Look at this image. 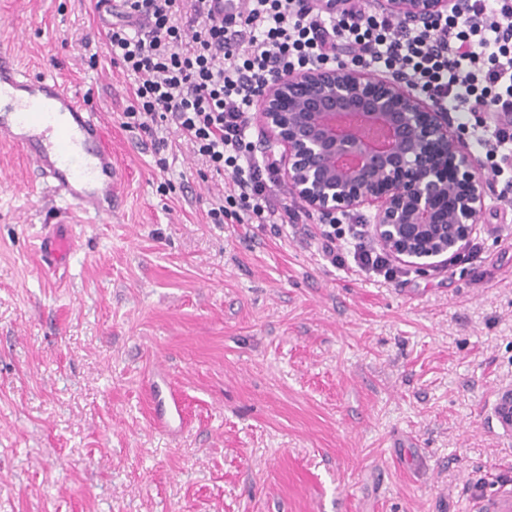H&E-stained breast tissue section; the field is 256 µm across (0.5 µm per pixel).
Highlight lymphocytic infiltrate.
<instances>
[{
    "mask_svg": "<svg viewBox=\"0 0 512 512\" xmlns=\"http://www.w3.org/2000/svg\"><path fill=\"white\" fill-rule=\"evenodd\" d=\"M236 14L218 18L206 0H97L108 21L113 62L132 77L125 125L167 147L177 135L207 172L229 188L210 202L211 223L294 224L299 216L277 203L278 160L256 157L251 110L275 73L344 49L358 60L404 75L439 108L472 119V134L504 191H512V0H467L465 19L448 15L432 26L406 27L366 15L349 0L345 15L318 0H237ZM366 228L318 233L321 255L335 267L393 277L390 254L367 244Z\"/></svg>",
    "mask_w": 512,
    "mask_h": 512,
    "instance_id": "1",
    "label": "lymphocytic infiltrate"
}]
</instances>
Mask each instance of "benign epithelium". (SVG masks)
<instances>
[{
	"instance_id": "obj_1",
	"label": "benign epithelium",
	"mask_w": 512,
	"mask_h": 512,
	"mask_svg": "<svg viewBox=\"0 0 512 512\" xmlns=\"http://www.w3.org/2000/svg\"><path fill=\"white\" fill-rule=\"evenodd\" d=\"M386 15L423 27L463 0H377ZM257 119L281 152L292 198L330 222L368 205L375 238L421 269L466 247L484 204L482 160L450 114L401 76L314 64L276 75Z\"/></svg>"
}]
</instances>
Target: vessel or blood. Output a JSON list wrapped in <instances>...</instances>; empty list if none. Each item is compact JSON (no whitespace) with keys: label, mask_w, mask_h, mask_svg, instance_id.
<instances>
[{"label":"vessel or blood","mask_w":512,"mask_h":512,"mask_svg":"<svg viewBox=\"0 0 512 512\" xmlns=\"http://www.w3.org/2000/svg\"><path fill=\"white\" fill-rule=\"evenodd\" d=\"M0 138L21 149L40 179L68 213H82L95 223L112 215L119 170L104 142L100 123L77 94L52 77L33 78L19 65L16 48L0 46ZM52 261L66 259L73 248L68 234L45 238ZM183 400L172 392L153 407L156 426L173 432L182 425Z\"/></svg>","instance_id":"1"}]
</instances>
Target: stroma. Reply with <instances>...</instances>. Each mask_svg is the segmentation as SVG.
Instances as JSON below:
<instances>
[{
  "label": "stroma",
  "mask_w": 512,
  "mask_h": 512,
  "mask_svg": "<svg viewBox=\"0 0 512 512\" xmlns=\"http://www.w3.org/2000/svg\"><path fill=\"white\" fill-rule=\"evenodd\" d=\"M96 0H0V42L95 114L121 179L108 224L61 218L0 140V512H487L512 492V200L476 258L387 281L319 256V214L212 224L187 147L123 125L132 83ZM69 234L46 273L48 228ZM185 401L176 435L152 382Z\"/></svg>",
  "instance_id": "35a3bbf8"
}]
</instances>
